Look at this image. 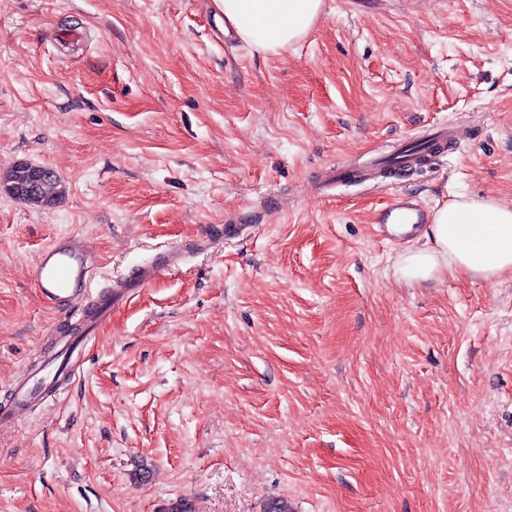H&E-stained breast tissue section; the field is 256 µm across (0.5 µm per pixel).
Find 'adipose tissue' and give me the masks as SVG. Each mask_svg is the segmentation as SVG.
Returning a JSON list of instances; mask_svg holds the SVG:
<instances>
[{"label": "adipose tissue", "instance_id": "obj_1", "mask_svg": "<svg viewBox=\"0 0 512 512\" xmlns=\"http://www.w3.org/2000/svg\"><path fill=\"white\" fill-rule=\"evenodd\" d=\"M225 32L264 54H278L305 38L323 14L324 0H215ZM422 247L398 260L401 279L443 272L495 279L512 275V205L464 195L439 206Z\"/></svg>", "mask_w": 512, "mask_h": 512}]
</instances>
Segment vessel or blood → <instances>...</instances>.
I'll return each instance as SVG.
<instances>
[{"mask_svg":"<svg viewBox=\"0 0 512 512\" xmlns=\"http://www.w3.org/2000/svg\"><path fill=\"white\" fill-rule=\"evenodd\" d=\"M390 165L389 157L378 155L362 167H333L328 171L327 183L332 186L347 180L370 184L375 182L378 170ZM428 220V214L413 197L396 195L382 209L375 234L386 239L393 236L396 226L417 227ZM182 256V250L168 251L158 264L140 268L133 276L96 290L92 287V253L81 237L62 235L42 247L30 266L29 276L46 303L64 318L77 320L83 332L78 336H57L54 349L30 362L23 375L13 381L8 404L0 406V427L14 425L32 409L53 401L61 381L75 376L89 343L95 342L98 329L108 320L113 307Z\"/></svg>","mask_w":512,"mask_h":512,"instance_id":"obj_1","label":"vessel or blood"}]
</instances>
